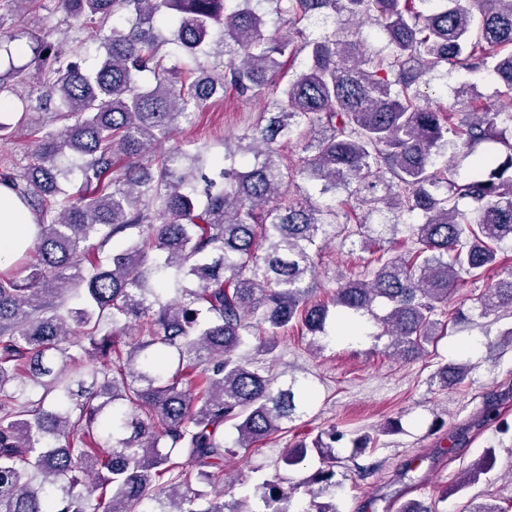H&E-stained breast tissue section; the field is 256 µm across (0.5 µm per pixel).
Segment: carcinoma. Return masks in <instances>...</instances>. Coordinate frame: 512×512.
I'll return each instance as SVG.
<instances>
[{
	"instance_id": "1",
	"label": "carcinoma",
	"mask_w": 512,
	"mask_h": 512,
	"mask_svg": "<svg viewBox=\"0 0 512 512\" xmlns=\"http://www.w3.org/2000/svg\"><path fill=\"white\" fill-rule=\"evenodd\" d=\"M69 26L93 33L95 64L32 35L0 40V94L21 108L0 119V139L28 128L32 162L0 173L35 224L31 246L0 270V512H255L249 497L230 502L195 489L224 485L234 448H253L283 430L311 398L279 385L240 354L258 325L289 324L315 335L327 323L355 335L377 320L396 356H413L444 335L448 298L479 278L512 244V0H61ZM312 16L367 19L383 32L368 39L339 32L307 38ZM224 46V67L200 56ZM169 45L174 63L160 54ZM31 55L25 65L14 55ZM301 68L280 85L281 58ZM43 74V90L23 95L24 71ZM443 66L490 71L501 85L494 108L457 123L421 104L416 84ZM233 87L264 97L250 131L206 149L176 146L146 154L212 97ZM52 112L60 128L33 120ZM294 140L291 158L282 144ZM500 140V158L476 160L480 173L456 178L445 150ZM77 178L76 193L63 183ZM330 193L342 186L361 206L409 222L404 251L372 245L366 279L311 299L313 254L330 239L336 210L316 205L298 181ZM292 185L291 192L286 186ZM135 235L120 252L111 240ZM383 304L382 316L375 307ZM480 315L512 312V268L479 297ZM448 319H443V316ZM132 321L141 338L122 352L112 332ZM467 364L438 372L462 382ZM508 422L489 405L471 422ZM331 427L279 459L285 467L317 455L322 464L302 512H338L312 484L336 487ZM488 448L459 483L493 470ZM265 512H290L287 479L256 485Z\"/></svg>"
}]
</instances>
